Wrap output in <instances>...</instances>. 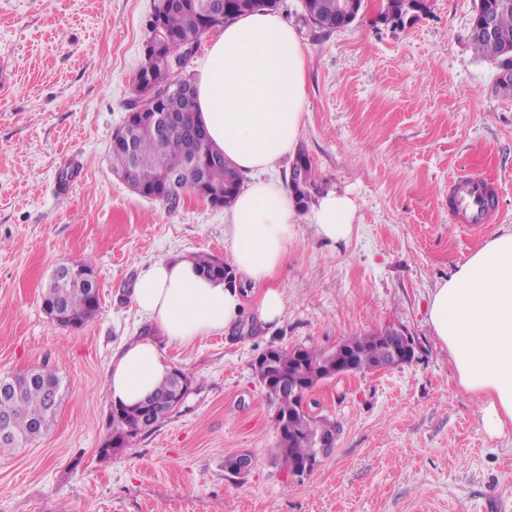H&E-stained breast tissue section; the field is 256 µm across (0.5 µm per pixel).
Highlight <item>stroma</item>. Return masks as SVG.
Segmentation results:
<instances>
[{"label":"stroma","instance_id":"35a3bbf8","mask_svg":"<svg viewBox=\"0 0 512 512\" xmlns=\"http://www.w3.org/2000/svg\"><path fill=\"white\" fill-rule=\"evenodd\" d=\"M156 2L0 0V376L45 364L62 383L52 428L0 455V512H512V429L486 430L427 315L437 283L512 227V98L469 43L474 0H425L396 29L376 21L387 0H363L352 25L329 32L303 0H280L306 46L299 148L323 190L352 199L353 233L332 242L295 226L269 282L285 297L278 321L259 322L251 288L231 332L161 343L192 380L183 405L100 458L112 354L156 335L129 300L139 271L228 257L224 208L141 197L109 166ZM471 173L495 186L490 223L448 211L449 180ZM85 258L99 309L60 326L42 290L55 267ZM387 328L414 337L415 359L313 387L311 410L340 431L312 473L289 476L256 358ZM243 453L251 471L225 479V458Z\"/></svg>","mask_w":512,"mask_h":512}]
</instances>
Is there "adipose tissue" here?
<instances>
[{"label": "adipose tissue", "instance_id": "1", "mask_svg": "<svg viewBox=\"0 0 512 512\" xmlns=\"http://www.w3.org/2000/svg\"><path fill=\"white\" fill-rule=\"evenodd\" d=\"M195 85L197 121L233 167L259 175L230 205L225 243L237 274L264 285L259 317L272 323L285 298L267 282L282 265L299 213L288 183L260 174L297 152L307 101L306 52L295 28L277 13L243 14L212 38ZM354 215L347 195L330 191L319 198L310 222L318 236L339 242L350 237ZM130 301L167 343L178 345L231 328L242 307L237 288L201 276L181 257L144 268ZM428 322L459 385L482 400L489 431L503 434L512 427V228L495 233L433 289ZM170 370L156 343L130 341L112 357L108 399L135 406Z\"/></svg>", "mask_w": 512, "mask_h": 512}]
</instances>
